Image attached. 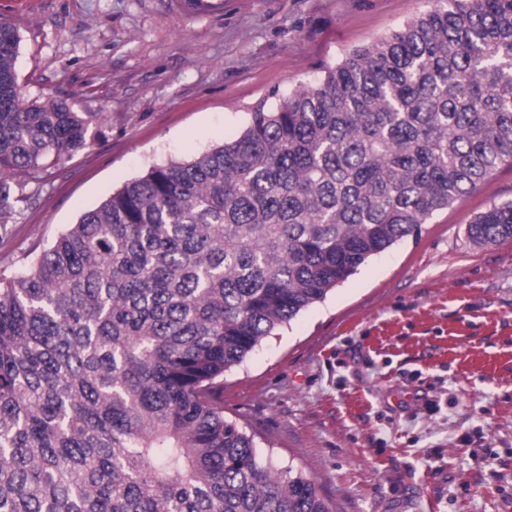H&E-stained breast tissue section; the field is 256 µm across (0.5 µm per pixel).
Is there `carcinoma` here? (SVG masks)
<instances>
[{
    "instance_id": "1",
    "label": "carcinoma",
    "mask_w": 512,
    "mask_h": 512,
    "mask_svg": "<svg viewBox=\"0 0 512 512\" xmlns=\"http://www.w3.org/2000/svg\"><path fill=\"white\" fill-rule=\"evenodd\" d=\"M0 22V241L102 114L27 99ZM512 162V0H435L244 133L0 273V512H331L224 419V372ZM512 239V200L467 227Z\"/></svg>"
}]
</instances>
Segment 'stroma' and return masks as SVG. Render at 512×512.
Here are the masks:
<instances>
[{
    "label": "stroma",
    "instance_id": "obj_1",
    "mask_svg": "<svg viewBox=\"0 0 512 512\" xmlns=\"http://www.w3.org/2000/svg\"><path fill=\"white\" fill-rule=\"evenodd\" d=\"M432 0H0L26 97L100 112L104 138L15 213L22 272L150 167L236 139L259 104L317 83ZM512 199V163L434 213L224 374V417L261 461L314 478L331 512H512V239L474 216ZM467 234L477 245L512 239V200L492 203L468 224Z\"/></svg>",
    "mask_w": 512,
    "mask_h": 512
}]
</instances>
